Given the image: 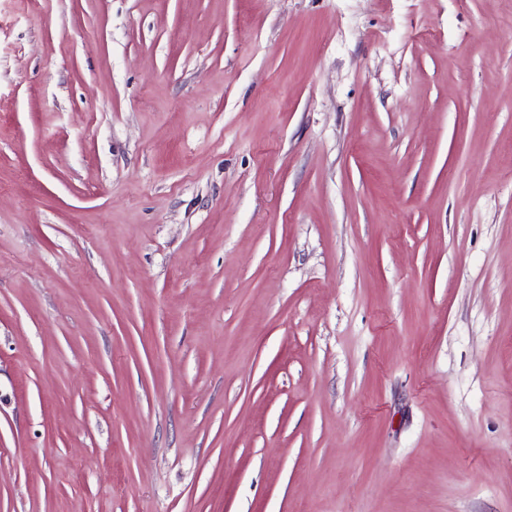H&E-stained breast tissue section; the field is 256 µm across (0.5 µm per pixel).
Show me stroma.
I'll use <instances>...</instances> for the list:
<instances>
[{
    "instance_id": "stroma-1",
    "label": "stroma",
    "mask_w": 512,
    "mask_h": 512,
    "mask_svg": "<svg viewBox=\"0 0 512 512\" xmlns=\"http://www.w3.org/2000/svg\"><path fill=\"white\" fill-rule=\"evenodd\" d=\"M0 512H512V0H0Z\"/></svg>"
}]
</instances>
